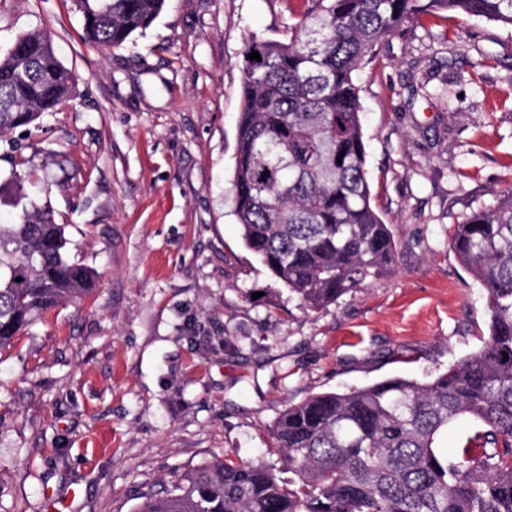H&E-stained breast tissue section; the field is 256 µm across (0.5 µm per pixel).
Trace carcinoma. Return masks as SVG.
<instances>
[{
    "label": "carcinoma",
    "instance_id": "obj_1",
    "mask_svg": "<svg viewBox=\"0 0 512 512\" xmlns=\"http://www.w3.org/2000/svg\"><path fill=\"white\" fill-rule=\"evenodd\" d=\"M165 2L76 0L88 38L112 48ZM427 13L512 26V0H315L288 40L255 38L243 51L234 214L246 249L311 309L393 270L356 75L383 38ZM75 84L47 32L19 36L0 54V134L56 111ZM2 203L14 212L0 220V351L95 285L70 259L66 225L29 200L21 174L0 186ZM450 247L486 293L478 352L428 381L390 378L290 404L276 426L278 463L210 461L162 495L142 494L136 512H512V188L456 225ZM464 416L477 425L450 458L437 439Z\"/></svg>",
    "mask_w": 512,
    "mask_h": 512
}]
</instances>
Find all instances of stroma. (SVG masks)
Wrapping results in <instances>:
<instances>
[{
	"label": "stroma",
	"instance_id": "1",
	"mask_svg": "<svg viewBox=\"0 0 512 512\" xmlns=\"http://www.w3.org/2000/svg\"><path fill=\"white\" fill-rule=\"evenodd\" d=\"M311 6L166 0L105 49L75 0H0V50L46 30L76 77L0 137V180L21 173L96 275L0 352V512H135L206 462L268 459L288 404L423 382L480 348L486 295L450 237L512 187V27L423 16L359 71L394 271L315 311L245 248L232 192L244 45Z\"/></svg>",
	"mask_w": 512,
	"mask_h": 512
}]
</instances>
